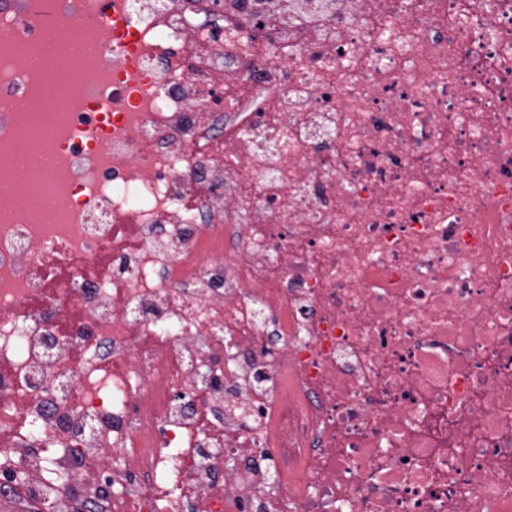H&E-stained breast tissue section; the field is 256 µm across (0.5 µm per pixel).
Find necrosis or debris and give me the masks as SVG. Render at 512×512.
Returning <instances> with one entry per match:
<instances>
[{
  "instance_id": "4bbe7bcc",
  "label": "necrosis or debris",
  "mask_w": 512,
  "mask_h": 512,
  "mask_svg": "<svg viewBox=\"0 0 512 512\" xmlns=\"http://www.w3.org/2000/svg\"><path fill=\"white\" fill-rule=\"evenodd\" d=\"M87 30L31 215L17 105ZM0 34V469L47 512H512V0H0Z\"/></svg>"
}]
</instances>
